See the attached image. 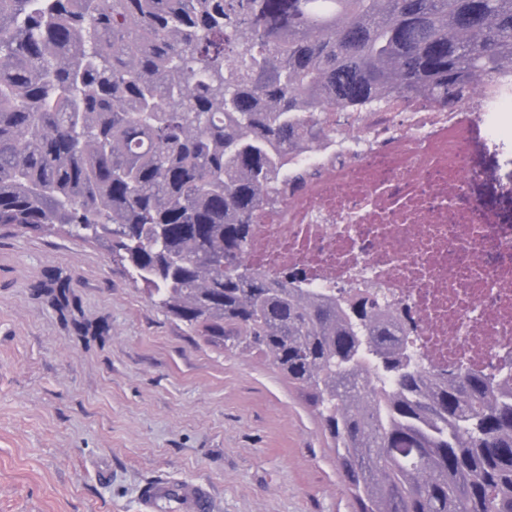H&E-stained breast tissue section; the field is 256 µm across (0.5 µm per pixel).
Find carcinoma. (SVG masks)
Wrapping results in <instances>:
<instances>
[{
	"label": "carcinoma",
	"instance_id": "1",
	"mask_svg": "<svg viewBox=\"0 0 512 512\" xmlns=\"http://www.w3.org/2000/svg\"><path fill=\"white\" fill-rule=\"evenodd\" d=\"M512 70V0H0V226L106 240L168 316L307 392L359 512H512V381L427 368L383 297L245 252L319 114Z\"/></svg>",
	"mask_w": 512,
	"mask_h": 512
}]
</instances>
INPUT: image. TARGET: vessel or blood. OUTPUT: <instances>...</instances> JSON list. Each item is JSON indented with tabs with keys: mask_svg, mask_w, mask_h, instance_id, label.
I'll return each instance as SVG.
<instances>
[{
	"mask_svg": "<svg viewBox=\"0 0 512 512\" xmlns=\"http://www.w3.org/2000/svg\"><path fill=\"white\" fill-rule=\"evenodd\" d=\"M141 512H213L210 491L203 485L160 479L144 485L139 493Z\"/></svg>",
	"mask_w": 512,
	"mask_h": 512,
	"instance_id": "vessel-or-blood-1",
	"label": "vessel or blood"
}]
</instances>
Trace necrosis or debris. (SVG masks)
Returning <instances> with one entry per match:
<instances>
[{
  "label": "necrosis or debris",
  "mask_w": 512,
  "mask_h": 512,
  "mask_svg": "<svg viewBox=\"0 0 512 512\" xmlns=\"http://www.w3.org/2000/svg\"><path fill=\"white\" fill-rule=\"evenodd\" d=\"M321 118L327 139L289 153L301 188L256 212L248 261L381 292L427 367L512 373V224L471 194L488 173L469 161L476 139L512 141V72L451 110L415 94Z\"/></svg>",
  "instance_id": "necrosis-or-debris-1"
}]
</instances>
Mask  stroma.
Returning <instances> with one entry per match:
<instances>
[{
	"mask_svg": "<svg viewBox=\"0 0 512 512\" xmlns=\"http://www.w3.org/2000/svg\"><path fill=\"white\" fill-rule=\"evenodd\" d=\"M214 512H355L308 395L168 317L107 248L0 228V512H137L146 483ZM141 512H212L213 498L201 484L160 479L139 493Z\"/></svg>",
	"mask_w": 512,
	"mask_h": 512,
	"instance_id": "35a3bbf8",
	"label": "stroma"
}]
</instances>
